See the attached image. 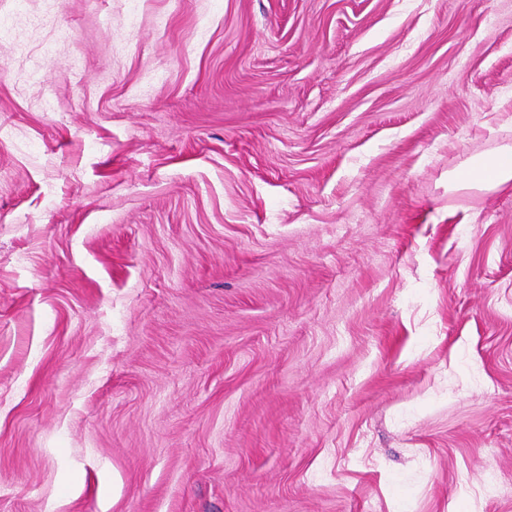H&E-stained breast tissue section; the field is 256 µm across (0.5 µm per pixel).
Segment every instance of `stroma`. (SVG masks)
I'll use <instances>...</instances> for the list:
<instances>
[{
  "label": "stroma",
  "mask_w": 512,
  "mask_h": 512,
  "mask_svg": "<svg viewBox=\"0 0 512 512\" xmlns=\"http://www.w3.org/2000/svg\"><path fill=\"white\" fill-rule=\"evenodd\" d=\"M0 13V512H512V0ZM449 182L487 189L512 182V148L505 147L493 155L475 158L464 169L450 174Z\"/></svg>",
  "instance_id": "obj_1"
}]
</instances>
